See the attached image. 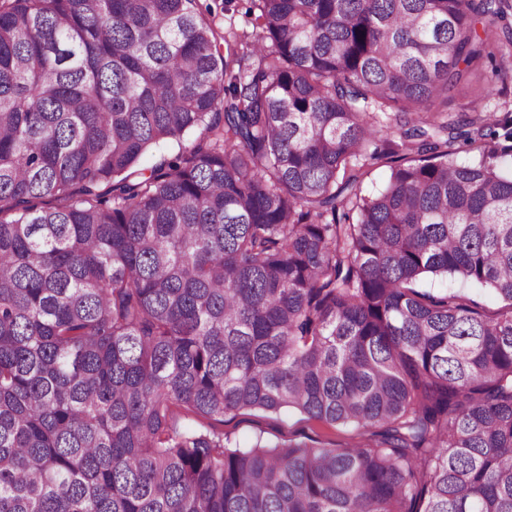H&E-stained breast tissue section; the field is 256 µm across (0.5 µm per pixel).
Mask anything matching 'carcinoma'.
Wrapping results in <instances>:
<instances>
[{
  "label": "carcinoma",
  "instance_id": "1",
  "mask_svg": "<svg viewBox=\"0 0 512 512\" xmlns=\"http://www.w3.org/2000/svg\"><path fill=\"white\" fill-rule=\"evenodd\" d=\"M251 3L0 0V512H512V0ZM252 409L378 442L176 422ZM199 10L210 19L219 33L227 31L251 34L253 31L252 18L247 15L249 6L247 0H198ZM209 7L210 11H207ZM504 53L503 58H497L499 77L491 83L492 93L483 99H476L470 89L458 87L448 92L449 113L459 115L469 112L476 105L489 112H504L505 107L512 110V50L506 49ZM367 174L364 175L357 192L361 195L372 194L381 189L387 182L390 168L389 164L379 162L366 168Z\"/></svg>",
  "mask_w": 512,
  "mask_h": 512
}]
</instances>
